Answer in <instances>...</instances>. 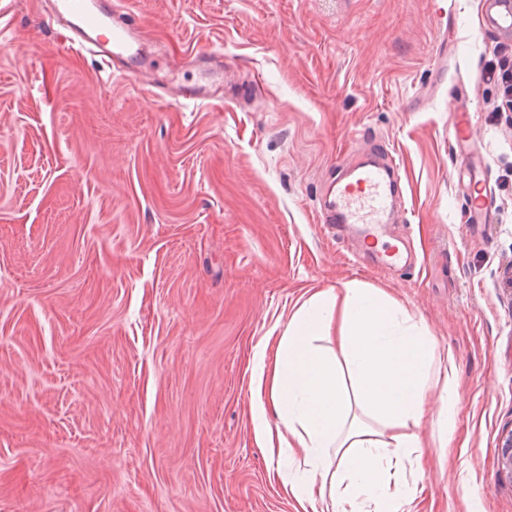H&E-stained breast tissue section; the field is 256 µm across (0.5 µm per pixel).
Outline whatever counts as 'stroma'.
<instances>
[{
	"label": "stroma",
	"mask_w": 512,
	"mask_h": 512,
	"mask_svg": "<svg viewBox=\"0 0 512 512\" xmlns=\"http://www.w3.org/2000/svg\"><path fill=\"white\" fill-rule=\"evenodd\" d=\"M99 5L142 23L166 96L69 52L47 0L0 14V512H296L250 366L307 290L353 278L456 363V429L427 406L425 490L399 512H512V114L483 76L512 42L486 0ZM207 70L245 96L173 99ZM374 151L398 163L400 270L319 222Z\"/></svg>",
	"instance_id": "obj_1"
}]
</instances>
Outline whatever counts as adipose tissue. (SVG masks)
Masks as SVG:
<instances>
[{
  "mask_svg": "<svg viewBox=\"0 0 512 512\" xmlns=\"http://www.w3.org/2000/svg\"><path fill=\"white\" fill-rule=\"evenodd\" d=\"M402 307L359 280L296 304L274 360L251 371L253 434L270 455L300 457L282 479L298 512H363L361 498L398 512L405 461L422 457L431 368L444 373L437 403L455 430L453 359L436 360L431 336L399 329Z\"/></svg>",
  "mask_w": 512,
  "mask_h": 512,
  "instance_id": "obj_1",
  "label": "adipose tissue"
}]
</instances>
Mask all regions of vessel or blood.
Masks as SVG:
<instances>
[{"label": "vessel or blood", "instance_id": "b4317fda", "mask_svg": "<svg viewBox=\"0 0 512 512\" xmlns=\"http://www.w3.org/2000/svg\"><path fill=\"white\" fill-rule=\"evenodd\" d=\"M51 12L70 25L69 51L78 54L94 46L106 66L141 80L143 28L136 20L108 21L93 10L90 0H51ZM395 168V159L386 155L346 169L331 180L321 212L322 223L361 226L366 237L381 243L382 265L390 269L400 266L408 254L406 246L384 239L398 194L392 179Z\"/></svg>", "mask_w": 512, "mask_h": 512}]
</instances>
